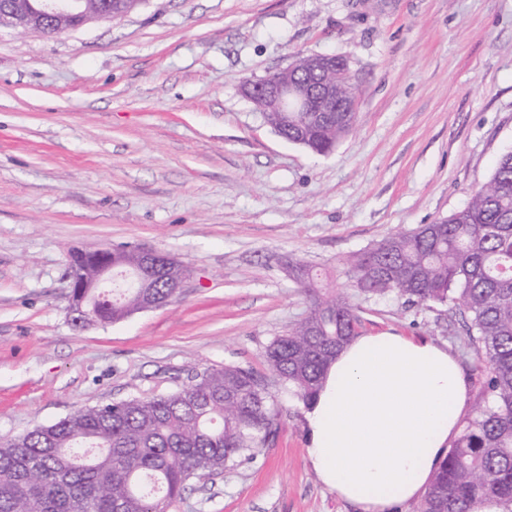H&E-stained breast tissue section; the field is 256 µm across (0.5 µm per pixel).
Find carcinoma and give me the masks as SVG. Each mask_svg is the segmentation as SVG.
<instances>
[{
  "label": "carcinoma",
  "mask_w": 512,
  "mask_h": 512,
  "mask_svg": "<svg viewBox=\"0 0 512 512\" xmlns=\"http://www.w3.org/2000/svg\"><path fill=\"white\" fill-rule=\"evenodd\" d=\"M288 141L330 152L353 129L354 112L267 116ZM293 280L310 296L307 316L265 348L269 375L226 365L180 389L78 409L25 433L0 437V512H167L192 479L250 459L278 432L275 388L307 406L329 363L361 333L349 294L318 293L322 278L296 261ZM344 287L407 305L450 304L467 316L476 367L486 374L472 416L412 512H512V151L461 209L436 224L399 229L344 262ZM109 298L86 295L99 322L120 319L147 294L176 299L160 269Z\"/></svg>",
  "instance_id": "cac0c4a2"
}]
</instances>
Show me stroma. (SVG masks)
I'll return each mask as SVG.
<instances>
[{
    "instance_id": "obj_1",
    "label": "stroma",
    "mask_w": 512,
    "mask_h": 512,
    "mask_svg": "<svg viewBox=\"0 0 512 512\" xmlns=\"http://www.w3.org/2000/svg\"><path fill=\"white\" fill-rule=\"evenodd\" d=\"M346 58L357 123L327 154L280 137L241 93L299 54ZM512 150V0H143L57 36L0 29V436L174 391L309 311L287 263L343 260L447 217ZM151 247L191 276L171 304L79 329L69 257ZM351 302L370 332L446 345L448 305ZM256 457L190 481L170 512H354L315 475L304 407L278 390Z\"/></svg>"
}]
</instances>
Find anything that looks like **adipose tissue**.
Instances as JSON below:
<instances>
[{
    "label": "adipose tissue",
    "instance_id": "obj_1",
    "mask_svg": "<svg viewBox=\"0 0 512 512\" xmlns=\"http://www.w3.org/2000/svg\"><path fill=\"white\" fill-rule=\"evenodd\" d=\"M471 400L447 348L394 332L355 337L304 413L308 459L357 512L418 500Z\"/></svg>",
    "mask_w": 512,
    "mask_h": 512
}]
</instances>
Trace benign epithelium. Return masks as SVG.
Wrapping results in <instances>:
<instances>
[{
    "label": "benign epithelium",
    "instance_id": "benign-epithelium-1",
    "mask_svg": "<svg viewBox=\"0 0 512 512\" xmlns=\"http://www.w3.org/2000/svg\"><path fill=\"white\" fill-rule=\"evenodd\" d=\"M112 19V7L100 0H28L19 5L14 0H0V27L20 32L33 31L54 35L57 30H76L93 22ZM305 77H297L295 64L257 80L243 83V93L262 112H325L326 104L341 99L342 85L334 80L320 81V99L313 98L311 79L327 74L350 75L348 61L336 55L310 54L301 56ZM105 260L96 265L69 262L70 288H102L112 279V264L127 266L121 259L112 261V251L101 249ZM133 268L144 276L152 268L163 265L177 267L173 256L148 247L134 251Z\"/></svg>",
    "mask_w": 512,
    "mask_h": 512
}]
</instances>
